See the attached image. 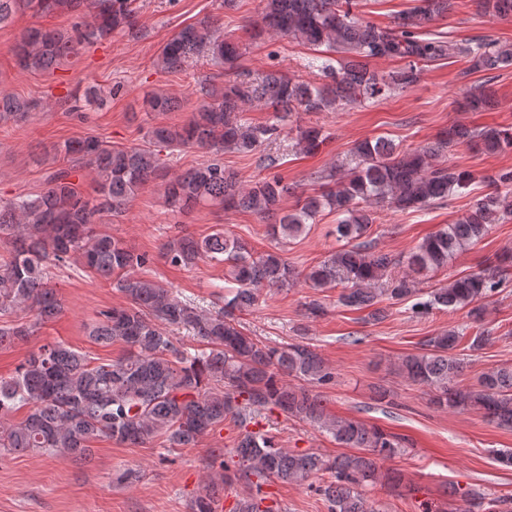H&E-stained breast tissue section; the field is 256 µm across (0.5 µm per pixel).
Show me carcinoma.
Masks as SVG:
<instances>
[{
    "label": "carcinoma",
    "instance_id": "obj_1",
    "mask_svg": "<svg viewBox=\"0 0 512 512\" xmlns=\"http://www.w3.org/2000/svg\"><path fill=\"white\" fill-rule=\"evenodd\" d=\"M133 3L0 0V26L27 10L45 15L70 11L84 18L70 33L30 29L11 46L21 69L46 72L80 46L108 40L118 30L136 33ZM358 6L359 0H265L261 30L339 54L334 64L320 55L308 61V68L326 78L321 85L297 82L278 70L252 79L237 71L239 46L224 38L222 27L208 19L184 26L162 46L158 65L175 72L191 58L206 54L233 72V78L221 86L201 83L203 102L188 122L154 126L148 131L149 141L171 150L197 147L217 156L226 151L251 153L276 139L292 113L334 112L389 97L414 86L421 66L428 62L466 57L475 70L512 66V47L495 39L456 40L426 31L434 18L448 14L452 0H418L417 6L385 27L364 20ZM476 9L484 16L512 18V0H476ZM375 59L399 60L403 66L379 72L369 66ZM255 99L272 108L273 121H243L245 106ZM146 104L155 112L176 107V101L164 94L150 96ZM491 106L492 98L482 88L469 91L462 103V109L472 111ZM39 108L36 101L0 94V120H21ZM323 143L320 128L297 130L300 151L315 152ZM459 143L490 154L512 150V129L457 124L436 141L410 150L384 138L359 141L347 163L319 176L324 181L320 195L298 199L282 216L280 202L291 190L282 177L274 175L245 188L216 158L171 178L166 197L183 211L208 204L250 211L269 222L271 235L282 244L305 233L321 211L336 213L334 234L343 245L310 270L305 281L318 290L340 288L337 305L365 311L364 320L378 321L384 318L379 307L382 295L398 301L421 295V276L448 267L458 252L512 216V170H501L482 178L489 192L465 215L422 239L408 255L378 249L370 233L371 211L365 205L419 211L467 189L475 180L470 171L437 162L441 152ZM61 151L93 168L96 197L82 195L73 181L74 169L60 168L40 194L0 200V236L10 240L7 257L0 259V316L31 308L40 322L55 320L62 305L49 266L74 259L112 281L126 298V305L102 313L90 330L98 343L122 344L124 354L93 364L63 341L31 352L14 377L0 380V455L42 453L87 463L89 444L101 438L131 446L161 438L170 448H188L231 419L241 433L231 450V463L220 461L218 478L224 487L301 485L327 473L329 479L315 491L324 497L329 512H377L368 488L378 482L394 489L402 485L400 474L380 472L377 461L405 451V441L356 418L328 414L313 387L330 381L332 372L316 349L302 340L266 345L244 332L235 317L257 305L264 290L295 285L294 271L281 250L256 256L247 243L222 229L202 239L185 234L169 240L163 255L174 266L191 267L206 257L229 269L224 307L203 312L142 276L145 255L95 229L103 215L123 213L138 188L162 175L159 154L138 147L115 149L92 135L65 142ZM511 269L512 253L497 257L479 271L427 292V299L416 301L412 310L428 314L470 308L477 329L469 349L479 351L491 340V331L480 327L481 302L498 293ZM174 330L187 331L203 348L188 355L174 342ZM32 335L30 326L1 325L0 348ZM462 336L450 328L428 337L420 352L402 358L400 373L429 387L438 406L477 408L497 427L512 429V365L482 373L473 385L461 384L466 362L452 351ZM290 377L298 383H288ZM18 404L32 409L21 422H7V413ZM274 411L331 434L340 447L354 452L327 459L310 450L282 448L268 432L249 429L252 419ZM264 501L258 494L244 495L232 512H273V507L262 506ZM481 507L485 512H509L475 490L455 491L448 508L427 507L422 512H474Z\"/></svg>",
    "mask_w": 512,
    "mask_h": 512
}]
</instances>
